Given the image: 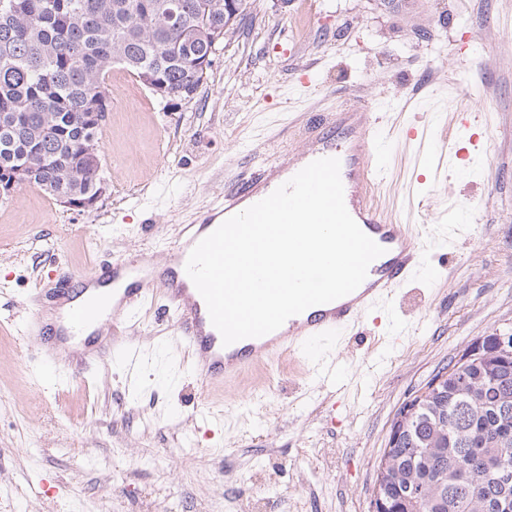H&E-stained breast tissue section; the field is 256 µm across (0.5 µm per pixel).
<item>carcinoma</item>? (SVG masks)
<instances>
[{"instance_id": "carcinoma-1", "label": "carcinoma", "mask_w": 512, "mask_h": 512, "mask_svg": "<svg viewBox=\"0 0 512 512\" xmlns=\"http://www.w3.org/2000/svg\"><path fill=\"white\" fill-rule=\"evenodd\" d=\"M254 0H15L0 10V184L23 183L55 200L100 189L101 163L88 146L102 129L90 117L109 111L105 77L132 73L163 108L191 100L207 78L203 61L218 50L213 30L236 29ZM412 400L413 416L378 460L373 495L388 512H512V361L483 355L438 372ZM399 483L383 477L386 457ZM436 482L427 499L406 481Z\"/></svg>"}]
</instances>
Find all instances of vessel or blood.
I'll return each mask as SVG.
<instances>
[{
    "instance_id": "b4317fda",
    "label": "vessel or blood",
    "mask_w": 512,
    "mask_h": 512,
    "mask_svg": "<svg viewBox=\"0 0 512 512\" xmlns=\"http://www.w3.org/2000/svg\"><path fill=\"white\" fill-rule=\"evenodd\" d=\"M372 136L371 129L357 134L321 119L308 127V160L339 159L346 208L360 228L384 249L383 255L370 264L363 283L351 294L310 307L265 336L223 345L185 265L200 239L278 187L279 181L262 170L250 180L232 183L224 191L223 204L198 222L186 225L179 240L166 246L161 255L147 251L105 261L91 274L78 276L79 284L91 281L111 287V308H102L91 299L80 301L78 288L56 290L55 299L69 305L65 329L56 330L46 321L44 312H37L24 320L20 330L27 346L54 375L64 374L72 380L83 378L90 367L115 357L136 364L137 347L119 340L116 332L144 302L157 297L164 310L175 315L174 337L189 350L194 378L203 391L223 388L246 370L282 354L313 363L324 380L335 381L336 364L327 353L326 342L346 335L361 318L379 307L402 308L423 301L422 295L403 289L421 270L422 248L403 225L392 223L374 207L366 193L367 186L381 177L380 169L367 153Z\"/></svg>"
}]
</instances>
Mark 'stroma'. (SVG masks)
I'll return each instance as SVG.
<instances>
[{"instance_id":"1","label":"stroma","mask_w":512,"mask_h":512,"mask_svg":"<svg viewBox=\"0 0 512 512\" xmlns=\"http://www.w3.org/2000/svg\"><path fill=\"white\" fill-rule=\"evenodd\" d=\"M105 91L98 202L26 184L0 199V512H369L398 409L512 330V0H254L194 99L162 108L120 67ZM345 102L377 130L376 206L425 239L429 300L332 346L335 384L279 356L214 395L206 431L155 302L127 329L133 370L76 382L31 362L15 324L56 273L173 239L260 156L299 160L310 115ZM459 112L487 132L465 159L448 150Z\"/></svg>"}]
</instances>
